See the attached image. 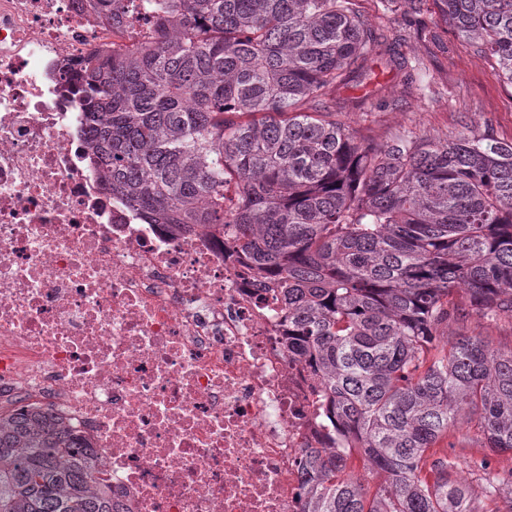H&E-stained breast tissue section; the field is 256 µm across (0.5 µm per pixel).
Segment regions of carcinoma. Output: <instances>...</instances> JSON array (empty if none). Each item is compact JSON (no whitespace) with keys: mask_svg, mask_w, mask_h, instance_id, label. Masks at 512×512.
<instances>
[{"mask_svg":"<svg viewBox=\"0 0 512 512\" xmlns=\"http://www.w3.org/2000/svg\"><path fill=\"white\" fill-rule=\"evenodd\" d=\"M134 40L75 74L87 151L152 224H206L280 295L284 345L351 448L305 459L302 512H512V348L448 326L512 320V141L460 131L384 143L329 105L367 76L358 0H101ZM512 84V0H433ZM460 415L466 458L434 451ZM98 454L56 417L0 410V512H114Z\"/></svg>","mask_w":512,"mask_h":512,"instance_id":"obj_1","label":"carcinoma"}]
</instances>
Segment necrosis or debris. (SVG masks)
I'll list each match as a JSON object with an SVG mask.
<instances>
[{
	"instance_id": "obj_1",
	"label": "necrosis or debris",
	"mask_w": 512,
	"mask_h": 512,
	"mask_svg": "<svg viewBox=\"0 0 512 512\" xmlns=\"http://www.w3.org/2000/svg\"><path fill=\"white\" fill-rule=\"evenodd\" d=\"M100 0H0V400L100 452L117 512H300L319 387L274 291L205 227L145 223L88 155Z\"/></svg>"
}]
</instances>
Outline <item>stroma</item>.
<instances>
[{
    "instance_id": "35a3bbf8",
    "label": "stroma",
    "mask_w": 512,
    "mask_h": 512,
    "mask_svg": "<svg viewBox=\"0 0 512 512\" xmlns=\"http://www.w3.org/2000/svg\"><path fill=\"white\" fill-rule=\"evenodd\" d=\"M360 3L378 41L367 56L366 79L335 93L339 119L350 132L383 142L403 129L432 137L453 136L468 126L512 141V85L493 60L444 30L433 12Z\"/></svg>"
}]
</instances>
